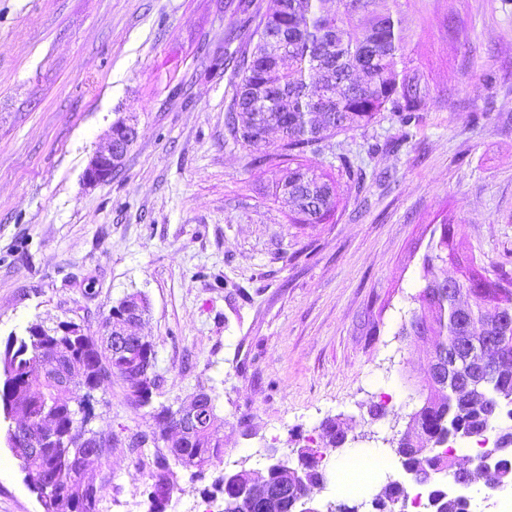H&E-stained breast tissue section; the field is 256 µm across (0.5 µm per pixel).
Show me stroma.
Instances as JSON below:
<instances>
[{"instance_id": "35a3bbf8", "label": "stroma", "mask_w": 512, "mask_h": 512, "mask_svg": "<svg viewBox=\"0 0 512 512\" xmlns=\"http://www.w3.org/2000/svg\"><path fill=\"white\" fill-rule=\"evenodd\" d=\"M239 0H0V342L35 325L97 331L145 296L156 401L200 390L223 421L224 460L175 468L166 512L223 502V474L265 473L309 448L326 475L317 506L368 503L400 468L345 489L362 449L388 443L420 405L432 346L401 336L431 232L459 225L462 254L512 275V0H390L429 94L416 124L382 113L307 153L348 157L333 222L295 224L225 123L247 43ZM138 138L108 182L84 171L119 121ZM104 384L93 427L112 446L91 470L103 503L149 512L148 409ZM382 406L374 418L370 409ZM347 440L325 447L322 424ZM0 512H41L0 444Z\"/></svg>"}]
</instances>
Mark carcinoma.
I'll return each mask as SVG.
<instances>
[{"label":"carcinoma","mask_w":512,"mask_h":512,"mask_svg":"<svg viewBox=\"0 0 512 512\" xmlns=\"http://www.w3.org/2000/svg\"><path fill=\"white\" fill-rule=\"evenodd\" d=\"M383 0H267L264 12L255 14V26L248 35L249 48L234 65L231 82L235 88L227 126L235 143L251 151V163L284 166L288 175L276 185L275 196L294 208L295 224H328L337 210L336 173L318 171L302 162L307 152H316L326 139L340 132L354 131L370 124L380 113L389 111L409 126L421 111L427 97L414 59L406 52L397 29L401 20L381 9ZM321 78L313 90L311 74ZM281 133L279 143L267 140L268 132ZM454 225L441 224L438 238L431 240L423 261L422 285L414 300L429 298L426 316L431 320L439 344L456 347L469 336H481L497 315V308L512 304V278L491 280L481 273L474 260L464 258V280L459 294L472 297L464 304L448 296V279L441 276L439 263L445 255L456 256ZM72 325L63 321L54 326L38 325L26 335L10 336L0 348V417L10 421L15 410L25 409L29 420L7 425L4 439L19 460L24 481L35 494L43 512H98L100 488L92 472L71 463L66 449L41 448L34 454L12 444L17 429L37 439L42 415L57 419L72 442L83 435L95 417L85 387H102L116 375L125 384L128 402L137 408H151L156 420L152 436L163 434L174 425L171 405H154L157 382H141L128 365L135 360L156 357L151 342L132 346L133 356L116 358L107 336L108 322L81 336H68ZM59 348L57 362L80 363L85 379L71 388L57 386L53 370L44 366L43 349ZM512 394V371L493 379L488 396L498 400ZM214 422L189 438L176 452L156 454L157 473L149 496H171L174 490L171 464L200 477L224 454V438L219 435L217 407ZM500 414L487 408H474L449 388L427 393L421 407L413 412L406 426L409 445L394 451L403 472L414 483L431 487V499L439 512H470L448 495L457 461L433 451L448 441L453 427H462L476 436L488 429L499 430ZM325 447L338 448L344 437L334 420L322 426ZM311 449L297 452L295 470L310 486L324 480L319 467L309 461ZM224 512H259L246 502L251 493L244 475L226 473L220 480ZM406 488L390 482L389 498L373 503L375 512H397Z\"/></svg>","instance_id":"carcinoma-1"}]
</instances>
